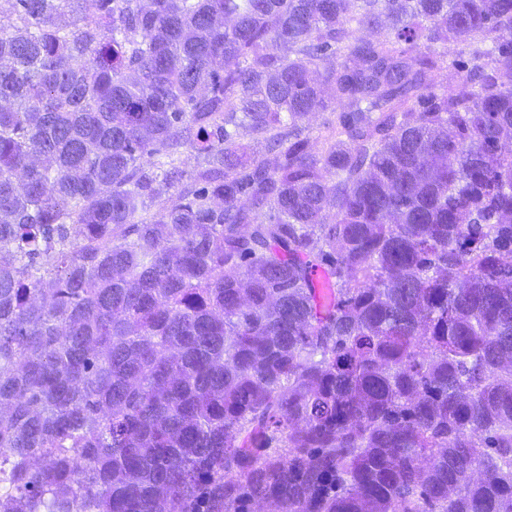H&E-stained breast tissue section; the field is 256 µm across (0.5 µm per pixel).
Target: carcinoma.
Masks as SVG:
<instances>
[{"label":"carcinoma","mask_w":512,"mask_h":512,"mask_svg":"<svg viewBox=\"0 0 512 512\" xmlns=\"http://www.w3.org/2000/svg\"><path fill=\"white\" fill-rule=\"evenodd\" d=\"M7 2L0 512H512V0Z\"/></svg>","instance_id":"cac0c4a2"}]
</instances>
